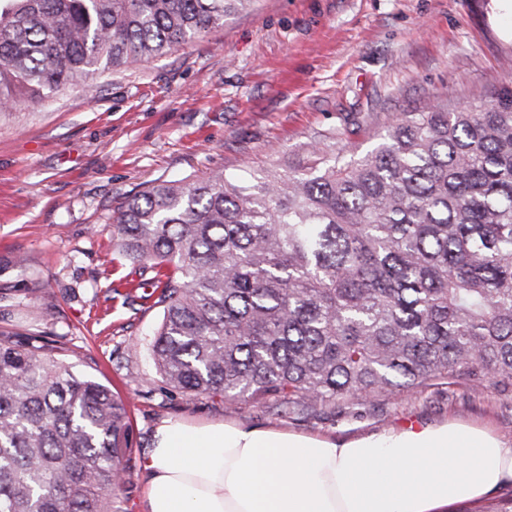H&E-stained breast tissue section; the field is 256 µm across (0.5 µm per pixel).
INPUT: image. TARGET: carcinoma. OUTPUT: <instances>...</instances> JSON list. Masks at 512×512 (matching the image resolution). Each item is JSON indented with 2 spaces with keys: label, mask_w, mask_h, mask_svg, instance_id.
Masks as SVG:
<instances>
[{
  "label": "carcinoma",
  "mask_w": 512,
  "mask_h": 512,
  "mask_svg": "<svg viewBox=\"0 0 512 512\" xmlns=\"http://www.w3.org/2000/svg\"><path fill=\"white\" fill-rule=\"evenodd\" d=\"M256 0H0V112L171 53ZM259 178L163 180L112 215L162 308L164 388L303 413L463 379L512 385V85L402 112ZM125 402L61 336L0 331V512H121Z\"/></svg>",
  "instance_id": "carcinoma-1"
}]
</instances>
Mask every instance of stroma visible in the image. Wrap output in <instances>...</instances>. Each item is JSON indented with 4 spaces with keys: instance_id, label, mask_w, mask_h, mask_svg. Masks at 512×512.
<instances>
[{
    "instance_id": "1",
    "label": "stroma",
    "mask_w": 512,
    "mask_h": 512,
    "mask_svg": "<svg viewBox=\"0 0 512 512\" xmlns=\"http://www.w3.org/2000/svg\"><path fill=\"white\" fill-rule=\"evenodd\" d=\"M510 82L512 0H258L167 56L101 73L92 94L0 115V330L65 337L77 370L127 399L122 512H143L144 454L168 418L339 440L455 421L512 445V392L463 381L312 415L163 391L149 356L162 310L141 304L139 270L111 242L113 210L155 180L259 176L331 133L362 153L397 113Z\"/></svg>"
}]
</instances>
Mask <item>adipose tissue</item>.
<instances>
[{"label": "adipose tissue", "instance_id": "ef3b65f1", "mask_svg": "<svg viewBox=\"0 0 512 512\" xmlns=\"http://www.w3.org/2000/svg\"><path fill=\"white\" fill-rule=\"evenodd\" d=\"M143 469L146 512H455L512 479V448L452 422L337 441L168 420Z\"/></svg>", "mask_w": 512, "mask_h": 512}]
</instances>
